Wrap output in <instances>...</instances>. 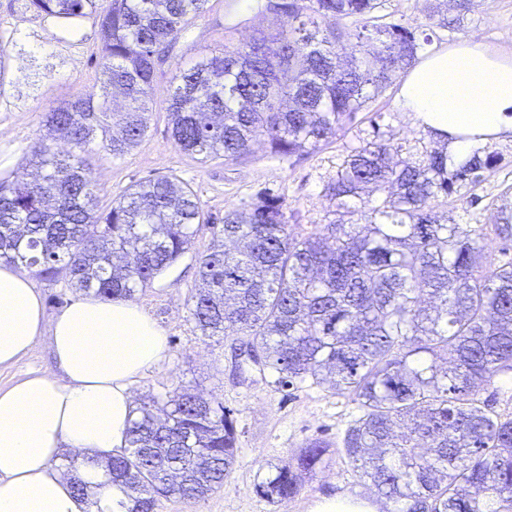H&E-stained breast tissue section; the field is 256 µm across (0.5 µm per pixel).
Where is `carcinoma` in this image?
<instances>
[{
  "instance_id": "obj_1",
  "label": "carcinoma",
  "mask_w": 512,
  "mask_h": 512,
  "mask_svg": "<svg viewBox=\"0 0 512 512\" xmlns=\"http://www.w3.org/2000/svg\"><path fill=\"white\" fill-rule=\"evenodd\" d=\"M442 26L458 28L475 0H444ZM208 0H25L37 15L72 24L98 19L104 93L125 101L120 121L91 98L45 112L46 135L26 181L0 180V259L60 276L70 287L125 298L170 268L203 226L217 244L199 259L191 297L208 337L242 336L275 384L307 379L347 394L362 414L343 448L353 470L390 512H512V417L490 411L480 388L512 373V261L483 259L476 226L443 206L494 172L489 147L465 160L436 135L403 151L400 133L378 131L352 148L326 191L338 218L295 237L284 200L264 195L250 211L218 219L172 175L131 185L98 207L85 155L119 158L137 147L153 111V79L169 42ZM382 0H267L272 33L230 41L180 72L165 98L175 147L203 162L267 152L292 159L331 142L430 43L378 22ZM334 26L320 29L318 19ZM70 150L61 153L54 143ZM494 233L512 240V205ZM237 430L224 401L181 386L144 403L128 447L105 475L126 498L110 512H156L224 484L237 462ZM333 462L315 439L259 485L273 502Z\"/></svg>"
}]
</instances>
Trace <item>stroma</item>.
Instances as JSON below:
<instances>
[{
	"mask_svg": "<svg viewBox=\"0 0 512 512\" xmlns=\"http://www.w3.org/2000/svg\"><path fill=\"white\" fill-rule=\"evenodd\" d=\"M228 3L208 0L205 11L172 40L156 68L155 104L143 142L120 158L103 150L90 155L99 201L110 205L113 196L132 184L173 174L196 192L204 211L212 216L247 210L260 193L269 192L283 198L293 234L321 232L336 210V201L325 187L335 179L344 156L372 139L374 126L391 127L411 142L424 129L412 114L400 109L402 83L397 80L358 112L331 143L291 161L271 157L260 144L238 161L204 162L180 151L170 138L164 103L173 76L225 41L247 42L274 23L273 14L262 6L228 19ZM425 6V0H383L379 14L385 23L430 35L427 50L431 53L474 38L490 51L512 57V0H476L473 12L452 32L438 18L428 16ZM0 46L8 55L7 70L0 79V179L31 176L28 161L51 104L90 97L110 111L121 110V97L104 96L101 88V40L95 17L77 20L75 31L70 32L60 21L24 9L20 0H0ZM491 146L501 156L494 173L473 190H462L460 197H449L448 209L464 215L467 223L483 226L486 233L479 247L486 258L502 263L512 259V245L497 237L491 226L503 188L512 185V134L492 141ZM212 239L211 230L202 228L169 269L134 295V302L165 331L170 351L162 364L135 384L133 393L138 400L162 398L188 386L223 398L237 429V462L220 489L191 504L161 500L157 512H312L318 500L335 495L359 497L372 502L377 512H389L390 503L360 480L341 451L347 427L360 414L351 397L307 382L282 388L273 377L256 372L239 378L234 372L232 339L209 338L197 330L189 300L197 285L199 258ZM54 370L48 340L42 337L16 365L0 368V387L32 371ZM314 439L331 443L336 452L332 466L306 479L288 502L264 498L258 486L274 466L291 462Z\"/></svg>",
	"mask_w": 512,
	"mask_h": 512,
	"instance_id": "1",
	"label": "stroma"
}]
</instances>
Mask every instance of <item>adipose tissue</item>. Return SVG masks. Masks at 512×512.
Listing matches in <instances>:
<instances>
[{
	"mask_svg": "<svg viewBox=\"0 0 512 512\" xmlns=\"http://www.w3.org/2000/svg\"><path fill=\"white\" fill-rule=\"evenodd\" d=\"M400 107L448 139L456 160L512 132V59L476 39L423 56L411 67ZM47 337L57 374L34 373L0 388V512H110L120 491L100 466L125 447L135 416L131 388L165 361L164 330L125 298L81 295L54 315L31 278L0 262V367ZM88 458L97 505L76 497L63 453Z\"/></svg>",
	"mask_w": 512,
	"mask_h": 512,
	"instance_id": "obj_1",
	"label": "adipose tissue"
}]
</instances>
